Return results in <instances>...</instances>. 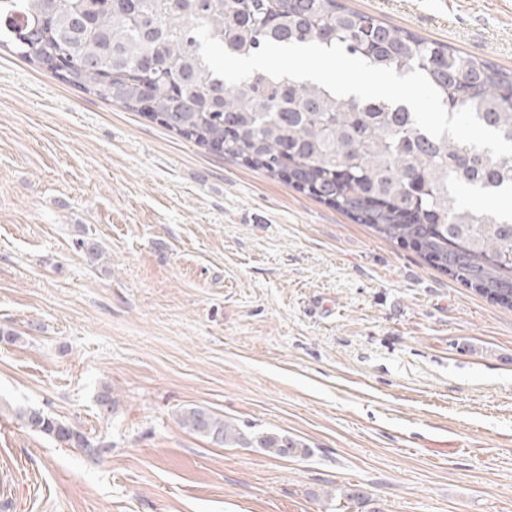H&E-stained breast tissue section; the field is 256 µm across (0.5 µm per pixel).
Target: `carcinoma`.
Returning <instances> with one entry per match:
<instances>
[{
    "instance_id": "cac0c4a2",
    "label": "carcinoma",
    "mask_w": 512,
    "mask_h": 512,
    "mask_svg": "<svg viewBox=\"0 0 512 512\" xmlns=\"http://www.w3.org/2000/svg\"><path fill=\"white\" fill-rule=\"evenodd\" d=\"M205 21L226 49L246 55L276 43H340L350 56L400 75L418 68L448 115L471 105L512 142V72L492 61L355 12L340 0H0V46L39 66L67 60L66 84L142 111L181 137L288 178V183L357 224L419 253L489 301L512 307V158L495 159L414 125L405 104L338 98L308 81L256 72L231 86L199 56L191 28ZM17 419L30 431L87 448L80 432L36 408ZM190 432L231 446L240 432L191 408ZM275 457L307 454L291 438L265 436Z\"/></svg>"
}]
</instances>
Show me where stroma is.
<instances>
[{
    "label": "stroma",
    "mask_w": 512,
    "mask_h": 512,
    "mask_svg": "<svg viewBox=\"0 0 512 512\" xmlns=\"http://www.w3.org/2000/svg\"><path fill=\"white\" fill-rule=\"evenodd\" d=\"M342 2L512 71V0ZM0 512H512V308L0 47ZM16 415L17 419L32 432L43 434L57 442L89 448L80 432L68 423L45 414L41 409L22 408ZM181 423L190 432L210 438L219 445L231 446L242 441L240 432L232 424L203 409L186 410L181 416ZM262 448L275 457L298 456L307 454L308 450L304 444L291 438L276 436H265L259 440Z\"/></svg>",
    "instance_id": "1"
}]
</instances>
